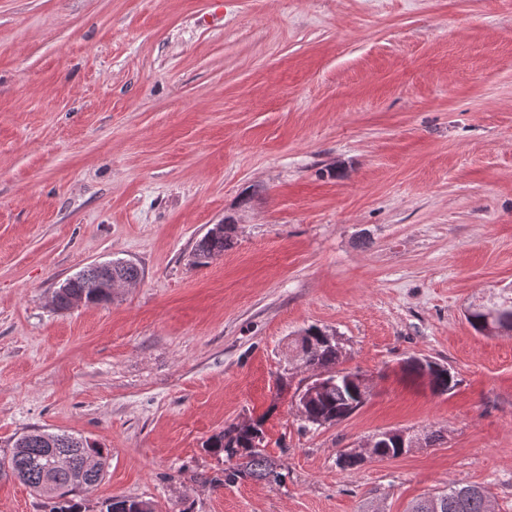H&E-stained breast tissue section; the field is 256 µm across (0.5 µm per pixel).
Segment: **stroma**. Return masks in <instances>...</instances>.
<instances>
[{"mask_svg":"<svg viewBox=\"0 0 512 512\" xmlns=\"http://www.w3.org/2000/svg\"><path fill=\"white\" fill-rule=\"evenodd\" d=\"M115 260L136 284L54 307ZM509 293L512 0H0V448L95 441L88 512H406L451 482L512 512V335L465 319ZM312 325L369 393L305 429ZM256 419L282 484H211L207 440ZM394 429L440 438L337 466ZM227 218L224 219V231L222 233L208 235L206 233L200 240H198L195 246V259L198 265H206L211 260L224 255V250H227L232 247V232L234 231V227L229 224H226ZM109 279L111 278H100L94 273V269L90 267L87 270H83L64 283L65 289L58 299L59 307L69 309L73 298H81L85 302L91 303L109 301L111 296L105 292V288H93L96 286L95 282H93L94 280L98 281L100 286H105ZM95 289L97 290L96 293L94 292ZM84 301L79 304H82ZM100 512H156L152 502L133 498H112L106 500Z\"/></svg>","mask_w":512,"mask_h":512,"instance_id":"stroma-1","label":"stroma"}]
</instances>
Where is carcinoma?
<instances>
[{
	"mask_svg": "<svg viewBox=\"0 0 512 512\" xmlns=\"http://www.w3.org/2000/svg\"><path fill=\"white\" fill-rule=\"evenodd\" d=\"M232 224L224 225V231L214 235H204L195 246V259L199 265H206L211 260L224 255L231 248ZM107 280L89 268L65 282V289L59 296L58 305L62 309L71 307L72 299L81 298L86 302H107L111 296L105 292L103 285ZM512 320V297L500 299L494 303L476 305L467 320L471 327L482 334L490 315ZM320 329L311 326L300 340L303 358L317 369L342 378L331 384L316 398L302 404L305 414L304 422L312 426L341 420L362 406L353 387L345 381L348 373L336 368L338 354L325 347H306L310 339L318 336ZM262 441V420L254 421L251 428L231 425L214 435L208 442L209 451L218 457H224L229 466L224 469V479L215 478L213 482L236 483L251 479L268 484L281 482L280 464L265 455L260 448ZM66 453L74 463H80L88 452L95 453L102 468L93 475L79 477L63 472L56 485L45 489L40 485L41 471L50 466L55 452ZM107 465V455L96 443L86 438L75 437L66 433H49L33 431L20 435L10 448L0 452V477H18L20 482L33 489L39 495L50 500V512H86L82 496L97 486L103 479ZM491 494L489 491L469 485L450 482L446 488L432 495L420 497L413 501L407 512H490ZM100 512H156L152 502L133 498H112L102 504Z\"/></svg>",
	"mask_w": 512,
	"mask_h": 512,
	"instance_id": "carcinoma-1",
	"label": "carcinoma"
}]
</instances>
